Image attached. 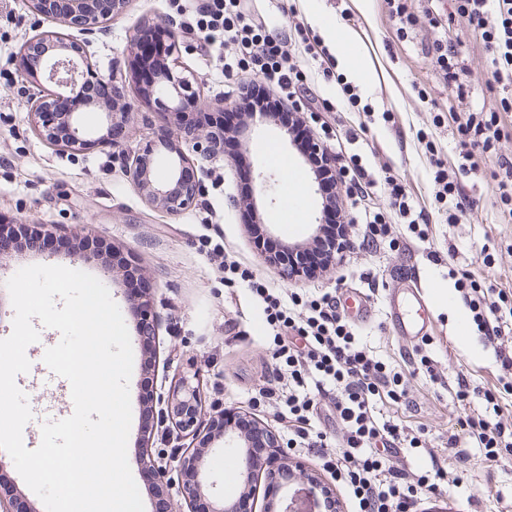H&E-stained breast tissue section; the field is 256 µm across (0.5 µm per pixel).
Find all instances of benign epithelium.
Masks as SVG:
<instances>
[{
  "label": "benign epithelium",
  "instance_id": "obj_1",
  "mask_svg": "<svg viewBox=\"0 0 512 512\" xmlns=\"http://www.w3.org/2000/svg\"><path fill=\"white\" fill-rule=\"evenodd\" d=\"M124 2L125 0H109V8L97 11L92 8L94 0H69L68 12L57 16V22L67 29H78L82 38H74L58 30L43 31L35 36L36 43L45 47L43 54L34 57L31 51L26 50L21 55L20 66L27 76L46 88L42 93L27 90L25 94L28 112L33 116L38 131L49 142L74 150L87 149L97 142L82 127L79 112L60 113L64 128L61 135L43 124V115L58 102L83 96L86 85L93 76L92 62L87 50L90 36L96 34L102 24L112 18L113 13L121 10ZM195 84L197 78L192 71L182 66L178 57L173 55L168 65L160 69L155 80L144 88H138V92L146 100H168L171 112L180 111L187 100L203 109L224 108V101L221 99L214 102L203 100L200 92L194 90ZM177 137L191 145L192 151L203 157L221 152L220 144L209 132L200 134L194 130L180 131ZM174 153L175 157L169 161L168 175L163 182L152 178L151 150L124 158L123 164L147 201L160 204L171 212H178L198 200L202 187L200 181L186 179L187 169L192 165L187 154L180 148L175 149ZM254 179L256 187L252 207L258 208V203L265 200L275 202V176L259 166L254 169ZM203 403V381L198 373L186 372L171 385L167 397L162 401L164 408L161 414L184 439L204 445L215 437L216 417L205 414ZM252 424L267 437L270 454L265 459H259L253 454L249 444L238 447L244 464V489L248 491L260 480L267 461L274 457L279 447L271 430L257 420L252 421ZM204 457L203 449L187 447L180 449V454L172 458L160 454L149 465L160 487L171 481V473H177L183 504L175 512H199L200 501L207 498V492L214 488V483L209 481ZM3 476L4 462L1 461L0 512H15L17 490ZM316 486L317 483L309 478L307 486L297 490L291 498L283 492L285 485L270 486L266 490L263 512H297L296 502L301 497L306 498L312 512H317L320 501L316 495ZM208 507L209 512H240L241 500L216 498L208 501Z\"/></svg>",
  "mask_w": 512,
  "mask_h": 512
}]
</instances>
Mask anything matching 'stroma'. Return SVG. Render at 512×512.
Instances as JSON below:
<instances>
[{
  "label": "stroma",
  "instance_id": "stroma-1",
  "mask_svg": "<svg viewBox=\"0 0 512 512\" xmlns=\"http://www.w3.org/2000/svg\"><path fill=\"white\" fill-rule=\"evenodd\" d=\"M205 0H127L121 14L92 37L88 51L97 74L114 78L125 88L130 115L123 120L124 134L98 147L66 150L47 143L33 127L24 88L28 80L19 67L21 46L39 32L54 28V21L33 13L26 0H0V222L40 224L72 242V249L54 254L29 249H0V339L10 336L14 308L5 287L20 268L60 265L98 275L101 264L132 263L150 284L153 308L160 322L158 351L150 353L136 336L131 314L123 319L131 331L133 371L130 380L132 423L127 457L142 495L145 512H155L157 499L178 500L177 486L164 492L152 490L139 446L144 434L153 437V449L172 454L183 442L161 421L158 397L167 395L181 373L199 370L204 383L207 411L230 410L245 420L257 419L284 440V459L292 469L305 473L330 489L336 512H355L349 492L321 466L315 450L288 445V422L279 415L264 391L272 382L277 364L273 357L272 330L263 308L247 286L224 284V257L232 255L269 288L301 295L338 292L342 305L355 296L366 297L371 312L355 320L360 342L406 382L407 395L394 401H375L380 420L403 427L424 440L421 448L403 444L386 448L387 465L416 475L430 469L432 460L448 463V483L442 490H421L418 512H512V458L488 469L478 440L460 422L478 402H462L455 395L457 376L472 386L499 393L501 419L512 420V393L503 392L502 370L492 347L480 336L471 313L448 276L449 265L469 270L480 281L512 289V223H503L494 203L491 172L494 158L480 164L477 173L462 177L460 188L467 204L460 223H446L434 199L433 174L417 140L426 133L452 157L455 126L434 120L433 105H451L457 112L496 110L504 92L486 63V51L464 19L454 16L452 0H407L414 23L406 34L396 32L387 0H258L273 34L296 51V25L307 26L318 38L326 28L348 42L350 54L363 72L355 84L371 117L350 111L334 78L324 77L318 63L305 67L309 79L300 90L304 98H325L334 109L320 113L329 128L363 127L361 142L349 150L361 154L376 177H398L424 209L428 221L425 239H418L407 225H393L392 238L373 251L346 249L332 268L311 279H288L280 265L259 249L255 227L268 226L280 234L290 225L294 236L307 239L317 213L312 174L293 148L282 147L281 136L266 128L246 148L253 161L276 171L281 191L277 201L264 205L258 216L246 220L236 206V164L224 155L195 162L193 175L203 193L195 206L170 212L147 202L125 172L118 155L156 149L152 176L168 173L166 154L160 153L158 132L174 130L176 122L161 113L158 103L138 97L134 58L128 55L131 36L146 25L164 27L169 19L185 22L189 11ZM181 58L201 84L205 97L232 101L239 87L251 82L249 74L225 80L217 54L197 38L178 32ZM447 41L458 53L459 80L465 93L449 98L448 88L432 71L426 50L436 40ZM430 100L422 102L418 89ZM393 113L384 121L383 113ZM96 241L98 259L83 263L74 246ZM494 257L483 263L484 253ZM420 286L428 294L448 291L447 304L432 302L433 326L422 346L404 340L387 327L384 300L389 290ZM41 340L30 345L27 373L16 383L27 395L31 420L23 429L27 448L41 443V426L58 419L56 402L67 394L65 378L44 363V340L58 338L57 330L41 328ZM430 357L425 370L420 355ZM457 436L463 460L448 459L443 449L449 436ZM206 455V467L217 494L237 499L243 489L241 457L215 438Z\"/></svg>",
  "mask_w": 512,
  "mask_h": 512
}]
</instances>
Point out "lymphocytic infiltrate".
Returning <instances> with one entry per match:
<instances>
[{"instance_id": "1", "label": "lymphocytic infiltrate", "mask_w": 512, "mask_h": 512, "mask_svg": "<svg viewBox=\"0 0 512 512\" xmlns=\"http://www.w3.org/2000/svg\"><path fill=\"white\" fill-rule=\"evenodd\" d=\"M454 2L456 14L479 36L488 52L495 81L511 86L512 0ZM186 31L211 45L236 46V55L224 61L225 79L241 72L252 73L258 79L249 91L239 93L230 108L194 111L193 126L223 132L224 153L235 158L239 155L237 131L244 114L274 113L277 123L290 132L310 172L320 177L326 218L319 236L306 250V263L312 271L324 268L332 255V241L342 238L344 229L333 178L324 177L319 160L307 153L311 130L298 115V92L307 80L301 56L288 53L283 40L270 32L266 17L251 11L247 0H206ZM451 120L457 131V159L453 166H445L434 140L424 143L425 154L434 168V198L445 206L446 223H458L464 214L459 199V176L476 173L479 159L489 156L496 159L492 178L497 209L503 219L512 221V159L497 153L501 141L512 138V100L502 99L497 111L455 114ZM336 177L351 185V207L362 215L366 226L364 245L373 246L388 237L395 219L409 224L417 237L425 236L421 226L423 215L417 212L411 193L395 176L376 179L355 153L345 157ZM380 184L389 200L384 210L370 204L372 191ZM224 269L247 283L264 305L267 323L273 331L275 354L282 363L275 385L268 388L267 394L284 399L288 428L297 438H308L309 412L315 407L311 390L335 392L336 424L344 432V448L331 452L325 450L322 440L311 441L313 448L320 451L324 469L347 488L358 512H414L420 487L435 490L447 484L448 470L438 463L414 483L408 481L403 471L386 465L380 444L406 441L415 448L420 443L419 437L407 436L398 424L380 422L375 413L377 396L405 397L406 385L384 362L358 344L337 297L318 293L287 301L252 273L242 270L238 261L225 260ZM450 275L478 330L483 331L493 347L501 368L511 372L512 342L505 338L500 314L512 313V291L482 285L467 271L454 268ZM298 337L303 340L299 346L294 343ZM456 397L481 402V412L467 416L464 425L478 439L485 462L494 466L512 456V424H492L484 418L485 411H499L497 395L471 387L461 375L457 378Z\"/></svg>"}]
</instances>
